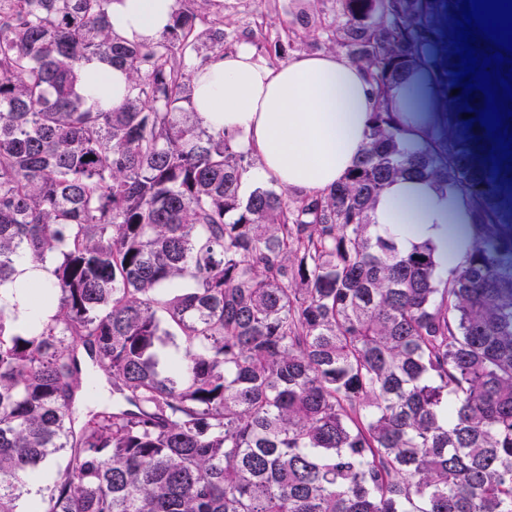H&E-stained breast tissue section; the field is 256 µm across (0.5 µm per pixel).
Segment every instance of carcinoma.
Listing matches in <instances>:
<instances>
[{
	"instance_id": "1",
	"label": "carcinoma",
	"mask_w": 512,
	"mask_h": 512,
	"mask_svg": "<svg viewBox=\"0 0 512 512\" xmlns=\"http://www.w3.org/2000/svg\"><path fill=\"white\" fill-rule=\"evenodd\" d=\"M111 2L0 0V289L55 306L26 328L0 301V512L51 467L28 512H512V174L456 108L455 0H336L375 107L342 181L293 200L243 197L248 152L186 111L224 30L179 7L128 43ZM93 59L126 70L121 107L80 93ZM414 69L442 103L418 145L388 104ZM402 177L471 206L447 272L373 231ZM91 367L115 402L81 417Z\"/></svg>"
}]
</instances>
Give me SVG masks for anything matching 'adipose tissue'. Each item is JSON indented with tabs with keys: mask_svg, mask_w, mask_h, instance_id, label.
<instances>
[{
	"mask_svg": "<svg viewBox=\"0 0 512 512\" xmlns=\"http://www.w3.org/2000/svg\"><path fill=\"white\" fill-rule=\"evenodd\" d=\"M176 0H112L113 31L129 42L157 37L173 20ZM81 92L100 109L129 92L123 69L94 60L82 68ZM375 98L366 73L343 54L299 55L284 65L241 45L192 72L191 108L209 130L233 136L258 159L249 183L274 182L304 195L336 185L362 154ZM404 137L421 142L437 119L438 95L427 71L405 74L389 91ZM372 222L401 247L431 242L441 268L460 261L471 238V207L430 180L405 179L378 196Z\"/></svg>",
	"mask_w": 512,
	"mask_h": 512,
	"instance_id": "adipose-tissue-1",
	"label": "adipose tissue"
}]
</instances>
